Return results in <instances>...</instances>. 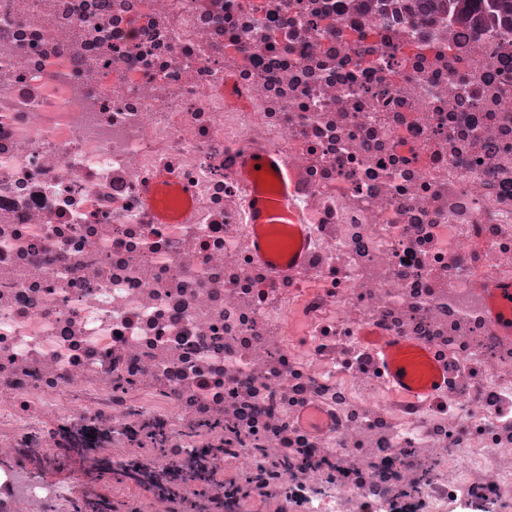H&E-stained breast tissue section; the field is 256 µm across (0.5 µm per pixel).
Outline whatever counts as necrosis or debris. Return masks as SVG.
<instances>
[{
    "mask_svg": "<svg viewBox=\"0 0 512 512\" xmlns=\"http://www.w3.org/2000/svg\"><path fill=\"white\" fill-rule=\"evenodd\" d=\"M491 3L0 0V512H70L66 457L145 512H512ZM287 193L302 224L250 223ZM393 338L422 404L388 392Z\"/></svg>",
    "mask_w": 512,
    "mask_h": 512,
    "instance_id": "4bbe7bcc",
    "label": "necrosis or debris"
}]
</instances>
